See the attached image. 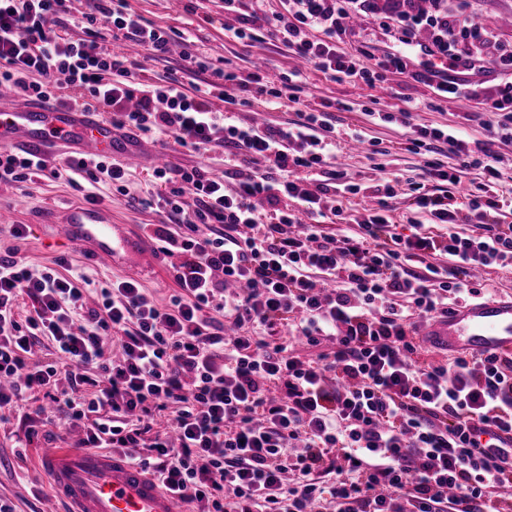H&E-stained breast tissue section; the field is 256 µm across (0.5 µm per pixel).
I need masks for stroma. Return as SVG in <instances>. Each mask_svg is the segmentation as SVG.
Returning a JSON list of instances; mask_svg holds the SVG:
<instances>
[{
  "mask_svg": "<svg viewBox=\"0 0 512 512\" xmlns=\"http://www.w3.org/2000/svg\"><path fill=\"white\" fill-rule=\"evenodd\" d=\"M129 5L145 21L192 31L193 52L223 59L227 70L239 73L259 60L278 78L303 70L306 80L300 97L305 104L318 109L330 108L338 119L337 131L365 130L370 139L384 147V154L374 156L350 147L337 158L348 174L367 186L376 185L387 177L402 180L414 177L423 163L422 156L406 151L401 145L403 129L399 123L374 124L372 113H396L413 108L417 111L418 122L453 126L481 109L476 101L466 98L431 102L430 87L417 77L389 73L373 88L346 80L335 82L312 67L303 66L271 39L241 42L228 38L224 29L236 25L237 19L225 14L223 0H206L203 9L197 11L191 10L188 0H129ZM505 13H512V0H469V19L510 43L512 27L500 22ZM216 107L222 111L232 110L241 122L248 124H281L294 117L292 108L260 98L251 99L246 105L230 106L220 101ZM129 174L135 198L107 192L101 200L102 205L110 208L113 223L128 224L137 231L142 225L165 221V213L143 200L151 187L150 162L130 168ZM83 202L82 190L64 176L55 179L38 176L22 184L1 183L0 209L10 212L14 223L26 225L27 234L17 239L11 236L9 226L0 225V254L15 252L17 258L35 269L63 258L74 269L86 273L94 287H111L112 274L100 270L87 250L57 238L49 225L52 216ZM171 263V258L157 252L150 267L138 274L148 296L161 307L168 305L177 289ZM24 413L21 407H0V499L13 505L16 512H65L64 505L53 501L51 485L39 461L45 448L73 447L80 430L58 420L50 425L48 434L38 435L29 442L24 434Z\"/></svg>",
  "mask_w": 512,
  "mask_h": 512,
  "instance_id": "1",
  "label": "stroma"
}]
</instances>
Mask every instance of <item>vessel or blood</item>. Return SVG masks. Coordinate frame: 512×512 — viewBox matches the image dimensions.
<instances>
[{
	"label": "vessel or blood",
	"mask_w": 512,
	"mask_h": 512,
	"mask_svg": "<svg viewBox=\"0 0 512 512\" xmlns=\"http://www.w3.org/2000/svg\"><path fill=\"white\" fill-rule=\"evenodd\" d=\"M0 146H16L68 162L76 157L120 154L138 165L137 136L116 129L89 107L22 98L0 86ZM57 237L90 251L109 270L141 269L151 263L150 240L128 225L112 223L107 210L76 206L52 221ZM428 343L472 356L512 355V295L462 305L426 325ZM57 499L68 512H185L156 476L124 454L91 449H45L40 458Z\"/></svg>",
	"instance_id": "b4317fda"
}]
</instances>
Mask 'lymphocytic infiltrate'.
<instances>
[{"instance_id": "f902f5d3", "label": "lymphocytic infiltrate", "mask_w": 512, "mask_h": 512, "mask_svg": "<svg viewBox=\"0 0 512 512\" xmlns=\"http://www.w3.org/2000/svg\"><path fill=\"white\" fill-rule=\"evenodd\" d=\"M69 0H0V84L26 98L82 103L113 125L157 135L198 152L224 147L223 178L200 166L157 168L167 223L155 225L163 255L175 258L178 290L158 307L134 280L101 289L85 305L82 274L35 270L0 255V407L50 390L57 411L85 422L84 448H112L150 469L199 512H512V356L434 360L418 339L423 322L489 296L473 285L479 268L512 270V224L466 232L451 186L481 171L471 209L496 208L502 179L491 150L512 141V43L460 15L416 10L387 25L400 50L343 49L352 4L373 0H224L238 26L228 37L267 33L332 80L375 86L407 73L412 45L427 32L437 98H485L496 117L484 138L401 115L405 145L427 152L406 193L418 218L400 230L386 218L398 179L363 189L334 165V113L300 108V84L261 67L241 75L189 52V35L145 22L128 0H91L84 37L61 30ZM128 41L146 58L178 55L164 83L137 77L139 64L108 41ZM496 66L494 89L478 78ZM202 88L188 92L185 77ZM254 90L298 107L283 126L249 125L213 109ZM457 164L444 169L441 160ZM71 183L127 196L123 166L100 156L67 164ZM60 170L29 152L0 148V182L24 183ZM373 206L344 217V195ZM181 224L205 226L184 235ZM34 313L15 317L19 298ZM51 338L55 360L29 365L35 341ZM70 388L55 392L59 377ZM86 394H79V387Z\"/></svg>"}]
</instances>
